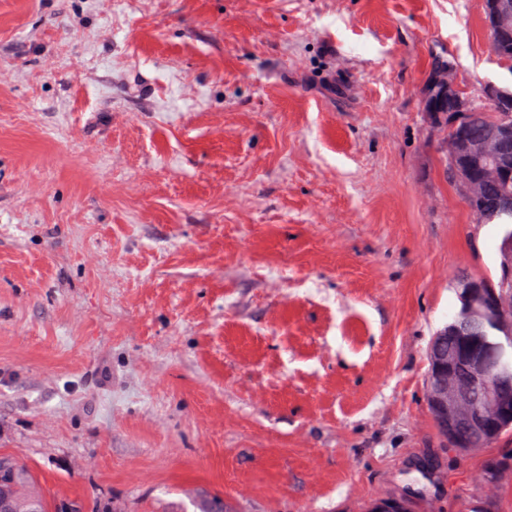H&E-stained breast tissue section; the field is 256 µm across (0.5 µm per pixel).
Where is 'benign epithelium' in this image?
<instances>
[{
    "instance_id": "7a95c632",
    "label": "benign epithelium",
    "mask_w": 512,
    "mask_h": 512,
    "mask_svg": "<svg viewBox=\"0 0 512 512\" xmlns=\"http://www.w3.org/2000/svg\"><path fill=\"white\" fill-rule=\"evenodd\" d=\"M489 28L493 35L512 38V0H489ZM431 86H441L457 112L472 106L455 80L454 68L433 73ZM486 97L499 108L512 104V86L491 84ZM448 157L461 161L457 171L465 200L491 211L512 212V196L505 193L487 199L484 178L502 175L512 160V123L487 125L471 136L459 129L444 145ZM500 267L505 278L498 288H489L479 277L459 276L456 291L461 315L449 320L432 336L428 349L425 400L434 426L443 441L466 453L470 441L494 443L512 428V375L504 368L508 344L512 343V231L501 239ZM490 323L497 337L483 334ZM368 512H410L399 497H386L370 504Z\"/></svg>"
}]
</instances>
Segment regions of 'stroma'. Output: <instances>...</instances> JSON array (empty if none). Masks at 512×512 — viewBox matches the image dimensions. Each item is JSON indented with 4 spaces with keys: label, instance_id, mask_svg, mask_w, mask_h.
<instances>
[{
    "label": "stroma",
    "instance_id": "35a3bbf8",
    "mask_svg": "<svg viewBox=\"0 0 512 512\" xmlns=\"http://www.w3.org/2000/svg\"><path fill=\"white\" fill-rule=\"evenodd\" d=\"M484 0H0V456L84 512H472L424 399L490 276L422 108Z\"/></svg>",
    "mask_w": 512,
    "mask_h": 512
}]
</instances>
